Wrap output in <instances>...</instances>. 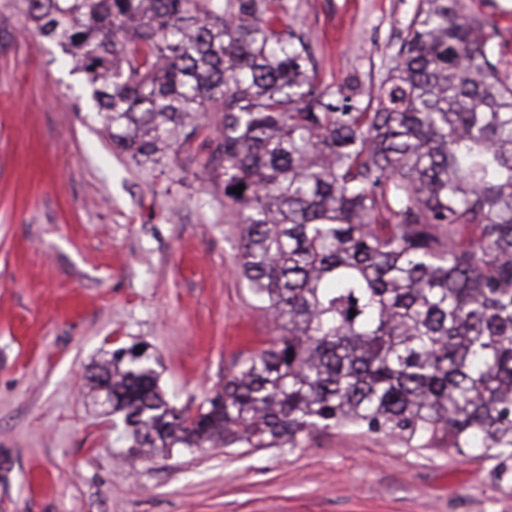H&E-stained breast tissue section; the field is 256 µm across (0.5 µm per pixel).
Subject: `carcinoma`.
<instances>
[{
  "label": "carcinoma",
  "instance_id": "carcinoma-1",
  "mask_svg": "<svg viewBox=\"0 0 512 512\" xmlns=\"http://www.w3.org/2000/svg\"><path fill=\"white\" fill-rule=\"evenodd\" d=\"M17 2L131 159L189 152L219 113L203 167L242 227L241 276L282 322L194 412L136 348L99 363L129 454L364 427L512 457V79L487 19L416 0L367 88L324 81L283 0Z\"/></svg>",
  "mask_w": 512,
  "mask_h": 512
}]
</instances>
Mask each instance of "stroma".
I'll use <instances>...</instances> for the list:
<instances>
[{"label":"stroma","mask_w":512,"mask_h":512,"mask_svg":"<svg viewBox=\"0 0 512 512\" xmlns=\"http://www.w3.org/2000/svg\"><path fill=\"white\" fill-rule=\"evenodd\" d=\"M416 0H286L322 75L376 81ZM502 35L512 0H466ZM0 0V512H512V459L405 448L356 428L298 448L126 459L90 392L112 350L146 346L179 407L198 408L281 328L241 279L239 225L200 161L114 150L83 73Z\"/></svg>","instance_id":"obj_1"}]
</instances>
